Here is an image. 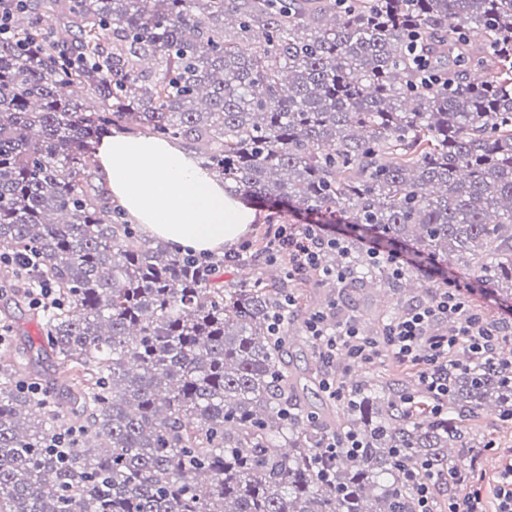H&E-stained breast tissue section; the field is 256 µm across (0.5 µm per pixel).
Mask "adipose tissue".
<instances>
[{
	"label": "adipose tissue",
	"instance_id": "obj_1",
	"mask_svg": "<svg viewBox=\"0 0 512 512\" xmlns=\"http://www.w3.org/2000/svg\"><path fill=\"white\" fill-rule=\"evenodd\" d=\"M97 156L109 193L131 223L174 249L219 252L236 246L255 219L244 201L180 142L113 132Z\"/></svg>",
	"mask_w": 512,
	"mask_h": 512
}]
</instances>
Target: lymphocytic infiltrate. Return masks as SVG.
<instances>
[{"instance_id":"f902f5d3","label":"lymphocytic infiltrate","mask_w":512,"mask_h":512,"mask_svg":"<svg viewBox=\"0 0 512 512\" xmlns=\"http://www.w3.org/2000/svg\"><path fill=\"white\" fill-rule=\"evenodd\" d=\"M471 293L468 286L449 280L446 287L438 289L431 304L388 324L378 340L362 336L352 322L329 329L319 314L310 319L308 331L328 357L342 350L352 363L362 365L374 363L387 352L400 363L421 365L428 391L441 402L448 397V357L460 342H469L475 356L484 363L495 362L498 357L500 336L483 315L471 311ZM435 317L451 320L450 331L425 336L426 323Z\"/></svg>"}]
</instances>
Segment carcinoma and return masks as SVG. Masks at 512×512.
Returning a JSON list of instances; mask_svg holds the SVG:
<instances>
[{
    "mask_svg": "<svg viewBox=\"0 0 512 512\" xmlns=\"http://www.w3.org/2000/svg\"><path fill=\"white\" fill-rule=\"evenodd\" d=\"M122 123L205 146L243 199L346 224L317 243L349 267L331 327L378 282L402 312L431 302L393 273L407 248L509 300L512 0H26L0 38V255L33 259L6 268L56 363L53 395L0 367V512H416L403 472L424 466L450 499L472 487L485 411L512 429V326L493 364L449 355L439 413L415 366L338 367L337 398L312 348L299 380L317 274L288 278L269 227L250 261L279 275L221 287L223 261L142 238L93 185Z\"/></svg>",
    "mask_w": 512,
    "mask_h": 512,
    "instance_id": "cac0c4a2",
    "label": "carcinoma"
}]
</instances>
